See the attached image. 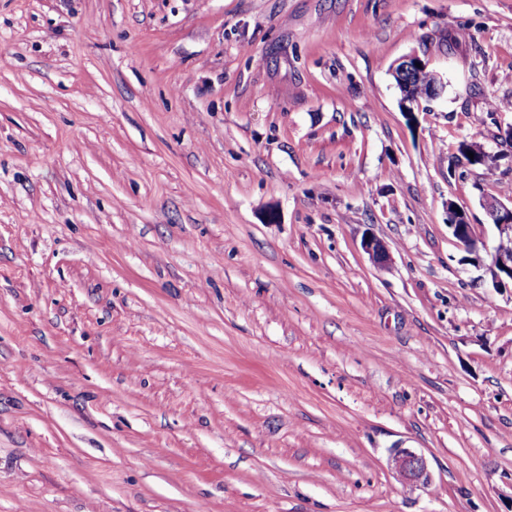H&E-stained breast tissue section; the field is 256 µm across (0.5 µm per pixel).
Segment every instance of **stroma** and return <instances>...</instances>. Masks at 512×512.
I'll use <instances>...</instances> for the list:
<instances>
[{
    "label": "stroma",
    "instance_id": "obj_1",
    "mask_svg": "<svg viewBox=\"0 0 512 512\" xmlns=\"http://www.w3.org/2000/svg\"><path fill=\"white\" fill-rule=\"evenodd\" d=\"M511 124L512 0H0V512H512ZM508 201L510 205L499 199L483 200V206L487 209L492 223L499 231V238L506 234L512 236V201L511 199ZM460 210V213H457ZM448 214L452 221L448 220V227L451 229L453 236L463 245L464 249L471 254H478L480 241L474 234L472 224H467V213L456 205L452 204L448 207ZM463 219V223L460 222ZM491 264L489 270L492 277L494 288H505L503 276H509L512 280V252L505 253L496 247L494 253L491 255ZM389 463L398 480L404 485L425 486L432 480L425 458L413 448H395Z\"/></svg>",
    "mask_w": 512,
    "mask_h": 512
}]
</instances>
